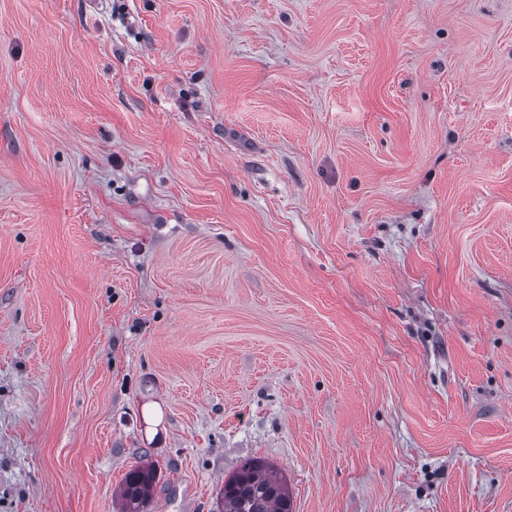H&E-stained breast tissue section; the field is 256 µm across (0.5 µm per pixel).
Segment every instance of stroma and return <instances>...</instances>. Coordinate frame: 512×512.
<instances>
[{
	"instance_id": "1",
	"label": "stroma",
	"mask_w": 512,
	"mask_h": 512,
	"mask_svg": "<svg viewBox=\"0 0 512 512\" xmlns=\"http://www.w3.org/2000/svg\"><path fill=\"white\" fill-rule=\"evenodd\" d=\"M512 512V0H0V512ZM213 512H292L286 478L259 458L244 460L224 479ZM157 470L151 463L135 466L123 479L117 497L120 512H145L156 483Z\"/></svg>"
}]
</instances>
